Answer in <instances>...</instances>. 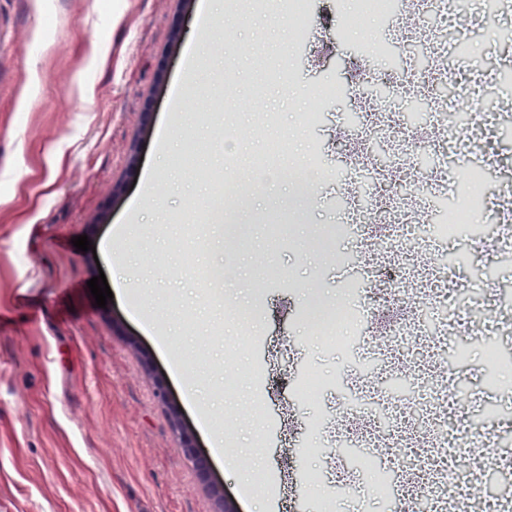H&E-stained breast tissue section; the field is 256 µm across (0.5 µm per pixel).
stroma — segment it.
<instances>
[{"label": "stroma", "mask_w": 512, "mask_h": 512, "mask_svg": "<svg viewBox=\"0 0 512 512\" xmlns=\"http://www.w3.org/2000/svg\"><path fill=\"white\" fill-rule=\"evenodd\" d=\"M206 2L0 0V512H214L184 457L174 406L240 512H284L289 500L326 494L306 482L324 466L313 438L289 434L280 403L255 406L248 380L258 367L275 378L314 372L335 389L345 352L319 336L303 337L289 359L274 349L300 335L288 279L311 274L312 262L293 246L268 252L264 224L252 246L227 254L215 224H195L193 206L222 202L224 155L211 145L224 137L225 28L258 56L296 61L292 87L262 79L252 60L240 64L238 124H252L257 90L278 115L264 137L236 141L245 165L309 110L326 123L298 139L293 157L336 165L327 126L346 117L349 101L316 92L344 85L343 62L313 66L287 22L261 13L219 14L200 33ZM198 44L199 73L184 80ZM79 81L91 97L79 96ZM154 165L159 181L116 243L127 264L115 268L105 243ZM189 224L200 247L185 242ZM80 235L91 251L73 246ZM227 263L216 303L196 271ZM101 273L109 286L130 284L103 308L87 286ZM256 288L269 311L250 340L234 310ZM220 430L233 443L228 460L213 453ZM292 473L299 484L289 485Z\"/></svg>", "instance_id": "obj_1"}]
</instances>
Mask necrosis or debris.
<instances>
[{
  "mask_svg": "<svg viewBox=\"0 0 512 512\" xmlns=\"http://www.w3.org/2000/svg\"><path fill=\"white\" fill-rule=\"evenodd\" d=\"M310 21L294 33L315 59L340 50L352 18L370 19L371 0H224L239 8ZM415 22L395 41L389 68L348 63L344 95L356 117L336 130L360 143L336 170L277 157L240 168L225 154L224 242L248 237L250 199L272 178L288 181V218L273 245L295 244L315 260L311 277L290 280L296 323L341 340L354 367L336 368V391L289 379V411L325 397L331 414L310 420L330 435V463L312 473L337 489L344 512H512V176L487 187L512 131V0H416ZM391 90L366 101L369 86ZM454 88L439 100V87ZM464 123L448 131L452 112ZM335 200L342 224L307 225L311 206ZM490 276L477 278V267ZM337 272L327 283L328 272ZM334 286L335 299L320 295ZM393 313L383 340L371 336ZM494 359H487V351Z\"/></svg>",
  "mask_w": 512,
  "mask_h": 512,
  "instance_id": "1",
  "label": "necrosis or debris"
}]
</instances>
